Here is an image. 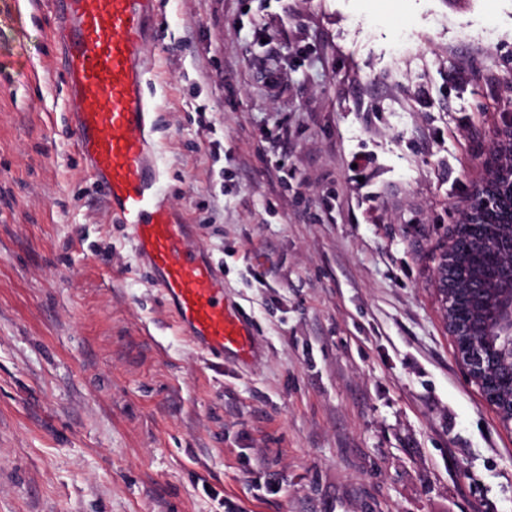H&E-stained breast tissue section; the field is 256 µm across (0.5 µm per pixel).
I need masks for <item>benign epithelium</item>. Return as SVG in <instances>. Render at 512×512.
<instances>
[{
	"mask_svg": "<svg viewBox=\"0 0 512 512\" xmlns=\"http://www.w3.org/2000/svg\"><path fill=\"white\" fill-rule=\"evenodd\" d=\"M506 153L512 154L511 121L495 132L483 174L472 185L470 204L448 237L436 270V290L457 360L495 409L500 424L512 431V164H502ZM491 213L501 219L496 236L469 240L471 248L510 258L490 278L480 271H463L459 241L460 229L473 227Z\"/></svg>",
	"mask_w": 512,
	"mask_h": 512,
	"instance_id": "1",
	"label": "benign epithelium"
}]
</instances>
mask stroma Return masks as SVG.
Returning a JSON list of instances; mask_svg holds the SVG:
<instances>
[{
	"label": "stroma",
	"mask_w": 512,
	"mask_h": 512,
	"mask_svg": "<svg viewBox=\"0 0 512 512\" xmlns=\"http://www.w3.org/2000/svg\"><path fill=\"white\" fill-rule=\"evenodd\" d=\"M52 2L0 0V512H512L434 285L512 119V0H154L153 155L242 358L84 173Z\"/></svg>",
	"instance_id": "1"
}]
</instances>
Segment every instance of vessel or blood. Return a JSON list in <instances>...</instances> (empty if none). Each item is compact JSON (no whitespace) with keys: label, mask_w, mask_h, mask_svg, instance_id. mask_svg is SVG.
<instances>
[{"label":"vessel or blood","mask_w":512,"mask_h":512,"mask_svg":"<svg viewBox=\"0 0 512 512\" xmlns=\"http://www.w3.org/2000/svg\"><path fill=\"white\" fill-rule=\"evenodd\" d=\"M56 39L66 73L67 120L74 146L100 187L112 217L131 226L153 282L179 323L210 350L246 353L239 313L224 301V281L189 250V224L178 222L157 192L151 106L141 93L140 52L151 36L153 0H56Z\"/></svg>","instance_id":"1"}]
</instances>
